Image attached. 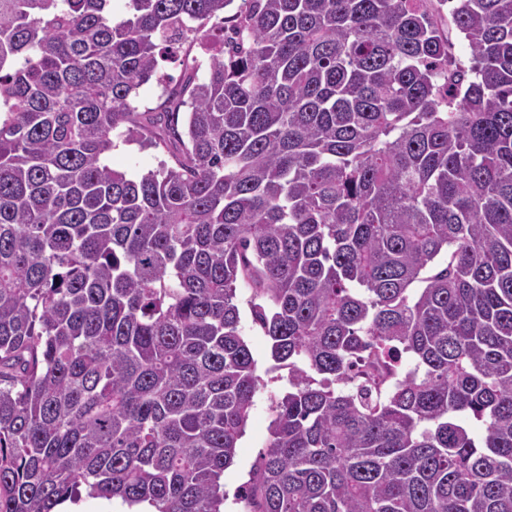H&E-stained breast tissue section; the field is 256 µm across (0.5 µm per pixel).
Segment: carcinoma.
I'll use <instances>...</instances> for the list:
<instances>
[{
  "label": "carcinoma",
  "instance_id": "carcinoma-1",
  "mask_svg": "<svg viewBox=\"0 0 512 512\" xmlns=\"http://www.w3.org/2000/svg\"><path fill=\"white\" fill-rule=\"evenodd\" d=\"M110 2L0 0V512H222L241 280L244 512H512V0ZM163 87L153 79L137 90L134 105L138 112H158L159 104L163 101ZM116 147L107 154L106 162L112 168L126 173L133 179L150 170L158 169L162 163L174 164L171 154L163 148H141L137 144H124L114 137ZM237 304L244 339L258 364L260 385L253 398V407L245 433L239 441L234 463L224 471V512H240L242 505L235 499L236 491L246 483L259 464L269 439L272 402L288 391V368L269 370L274 364L270 357V342L258 326L253 325L250 307L253 289L248 282L237 284ZM53 512H156V509L147 503L128 508L120 501L94 496L88 488H83L79 500H67L57 505Z\"/></svg>",
  "mask_w": 512,
  "mask_h": 512
}]
</instances>
